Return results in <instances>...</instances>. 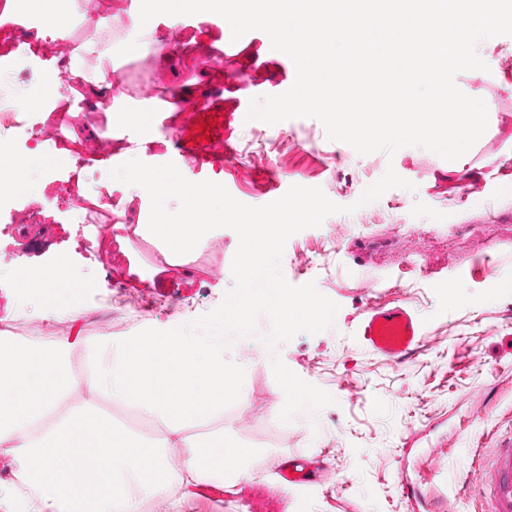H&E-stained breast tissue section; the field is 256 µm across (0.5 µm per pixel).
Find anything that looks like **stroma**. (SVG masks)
Wrapping results in <instances>:
<instances>
[{"label": "stroma", "instance_id": "stroma-1", "mask_svg": "<svg viewBox=\"0 0 512 512\" xmlns=\"http://www.w3.org/2000/svg\"><path fill=\"white\" fill-rule=\"evenodd\" d=\"M154 28L223 46L224 66L166 57L152 41V86L167 107L158 120L170 110L193 118L181 124L177 142L154 135L151 151L148 139L127 127L134 139L128 158L174 163L189 181L222 184L250 206L299 185L358 209L293 235L281 259L290 284L315 282L337 304L331 327L299 333L273 352L262 342L271 330L265 316L255 333L226 337V357L244 367L245 379L239 400L224 410V436L254 449L249 477L220 499H153V512H294L297 503L304 512H480L477 491L490 479L495 451L512 437V193L504 187L512 178V36L479 43L487 71L455 76L461 91L490 105L487 129L459 174L455 162L420 147L391 158L358 154L329 140L314 118L248 120L251 99L279 94L296 79L292 60L263 31L235 41L198 14L160 15ZM219 84L223 95L211 101ZM390 166L415 191L394 188L359 205ZM26 179L43 206L42 221L21 238L0 220V248L19 252L0 269V314L37 320L51 306L64 314L61 335L74 334L111 311L119 279L141 329L170 330L215 309L234 288L239 239L232 229H215L192 252L172 255L147 229V192L122 183L141 229L136 239L121 240L119 266L106 268L85 247L89 229L72 220L65 172L53 153L29 164ZM63 256L74 288L48 297L15 288L19 271L55 268ZM146 290L157 306L140 307ZM377 305L415 317L419 343L405 359L376 353L364 338ZM276 355L333 397L315 420H279ZM292 459L308 464L309 484L290 487L269 476L272 466Z\"/></svg>", "mask_w": 512, "mask_h": 512}]
</instances>
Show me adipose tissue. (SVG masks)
I'll use <instances>...</instances> for the list:
<instances>
[{
	"label": "adipose tissue",
	"instance_id": "obj_1",
	"mask_svg": "<svg viewBox=\"0 0 512 512\" xmlns=\"http://www.w3.org/2000/svg\"><path fill=\"white\" fill-rule=\"evenodd\" d=\"M60 0H6L0 26L37 18L35 40L54 35L46 20ZM221 341L161 329L113 342L111 335L21 341L0 332V455L18 459L39 497L33 512H138L141 496H190L220 477L248 476L252 449L224 437L225 402L241 373L228 370ZM81 349L91 369L73 378ZM116 399L159 431L148 441L103 410Z\"/></svg>",
	"mask_w": 512,
	"mask_h": 512
}]
</instances>
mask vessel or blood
I'll list each match as a JSON object with an SVG mask.
<instances>
[{
	"label": "vessel or blood",
	"mask_w": 512,
	"mask_h": 512,
	"mask_svg": "<svg viewBox=\"0 0 512 512\" xmlns=\"http://www.w3.org/2000/svg\"><path fill=\"white\" fill-rule=\"evenodd\" d=\"M364 336L374 351L399 360L414 350L419 333L416 321L406 309L374 306ZM482 496L488 503L487 512H512V442L497 450L491 478Z\"/></svg>",
	"instance_id": "vessel-or-blood-1"
}]
</instances>
